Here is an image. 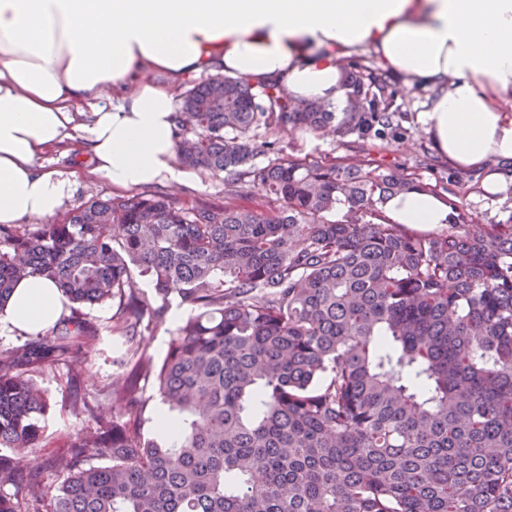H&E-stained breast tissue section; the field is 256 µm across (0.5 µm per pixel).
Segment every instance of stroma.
<instances>
[{
    "mask_svg": "<svg viewBox=\"0 0 512 512\" xmlns=\"http://www.w3.org/2000/svg\"><path fill=\"white\" fill-rule=\"evenodd\" d=\"M431 94L430 88L416 86L398 95L397 103L408 116L407 133L402 141H369L363 143L361 149L355 150L340 145L331 136L308 139L296 132L282 135V146L286 154L324 162L337 156L352 157L361 150L369 154L382 169L417 174L424 182L435 186L439 195H456L476 223L511 221L512 205L483 197L480 174L454 167L434 149L421 121ZM158 187L174 195L178 201L189 204L217 202L224 197L223 177L208 174H195L180 184L164 180L159 182ZM116 354L115 345L106 343L100 350L89 353L84 361L59 362L42 376L41 385L50 398L52 409L46 421L45 440L41 447L33 449L32 456L34 467L40 472L45 485H53L56 481L49 462L62 451L65 434L80 429L83 424L82 418L70 409V393L66 383L69 372H79L85 391H93L112 373V360Z\"/></svg>",
    "mask_w": 512,
    "mask_h": 512,
    "instance_id": "1",
    "label": "stroma"
}]
</instances>
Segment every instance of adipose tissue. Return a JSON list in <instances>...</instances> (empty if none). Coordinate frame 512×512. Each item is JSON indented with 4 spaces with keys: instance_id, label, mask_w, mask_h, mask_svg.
<instances>
[{
    "instance_id": "adipose-tissue-1",
    "label": "adipose tissue",
    "mask_w": 512,
    "mask_h": 512,
    "mask_svg": "<svg viewBox=\"0 0 512 512\" xmlns=\"http://www.w3.org/2000/svg\"><path fill=\"white\" fill-rule=\"evenodd\" d=\"M362 49L407 86L431 88L423 124L452 164L506 188L512 161V0H0V224L55 217L71 175L38 165L65 142L112 185L184 181L176 163L178 86L222 71L280 83L294 99L347 105L339 61ZM394 223L446 225L412 190ZM57 286L20 280L0 328L34 334L64 312Z\"/></svg>"
}]
</instances>
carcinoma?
I'll use <instances>...</instances> for the list:
<instances>
[{
    "mask_svg": "<svg viewBox=\"0 0 512 512\" xmlns=\"http://www.w3.org/2000/svg\"><path fill=\"white\" fill-rule=\"evenodd\" d=\"M364 72L341 69L347 112L226 75L180 93L177 159L224 175L221 203L143 192L0 224V312L36 275L70 311L0 353V512H512V224L474 225L450 198L447 227L420 234L384 204L435 187L368 156L284 155L288 132L402 138L390 74ZM245 183L264 208L240 203ZM174 299L190 315L157 368L139 337ZM110 301L104 328L80 312ZM105 329L116 369L73 399L85 425L47 487L30 466L51 408L39 378ZM151 378L167 445L141 431Z\"/></svg>",
    "mask_w": 512,
    "mask_h": 512,
    "instance_id": "carcinoma-1",
    "label": "carcinoma"
}]
</instances>
